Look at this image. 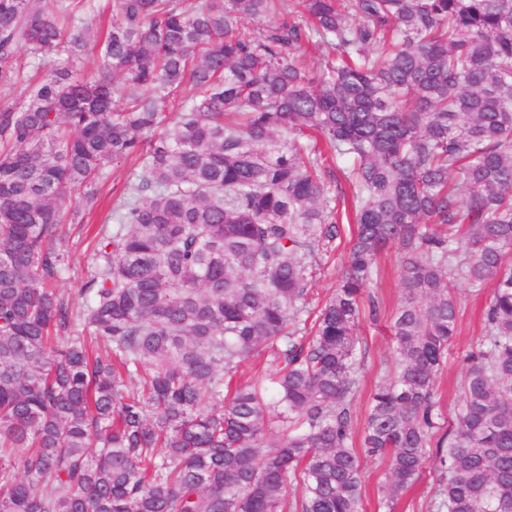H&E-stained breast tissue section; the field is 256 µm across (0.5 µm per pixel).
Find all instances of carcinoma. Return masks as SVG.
<instances>
[{
	"mask_svg": "<svg viewBox=\"0 0 512 512\" xmlns=\"http://www.w3.org/2000/svg\"><path fill=\"white\" fill-rule=\"evenodd\" d=\"M307 46L326 49L315 72ZM99 47L79 79L74 0H0V85L22 86L0 107V512H362L358 326L388 247L396 373L363 453L388 460L389 503L431 448L435 512H512V0H112ZM24 51L63 64L27 76ZM306 131L340 164L334 194ZM131 156L76 310L55 240ZM457 280L496 285L438 437ZM262 350L268 378L232 386ZM341 227L342 239L340 246L337 250L332 252L328 258L324 259L323 270L317 275L311 286L310 308L312 311H314L317 306L331 294L333 289L336 288V282L343 272L347 255V245L354 224H343Z\"/></svg>",
	"mask_w": 512,
	"mask_h": 512,
	"instance_id": "carcinoma-1",
	"label": "carcinoma"
}]
</instances>
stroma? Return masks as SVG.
<instances>
[{
  "label": "stroma",
  "instance_id": "35a3bbf8",
  "mask_svg": "<svg viewBox=\"0 0 512 512\" xmlns=\"http://www.w3.org/2000/svg\"><path fill=\"white\" fill-rule=\"evenodd\" d=\"M132 161L107 164V180L101 185L95 203L81 205L79 219L64 224L59 244L69 254V267L55 285L58 295L73 305L83 303L81 289L91 275L88 258L96 241L94 236L105 224L110 208L123 197L127 190L128 176L133 170ZM352 225L342 227L344 243L324 260V267L317 275L311 289V306H318L335 289L346 261L345 242L350 239ZM379 275L369 293L381 303L378 322L361 318L358 334L363 340L365 355L359 390L354 398L352 421L353 441L361 443L368 414L370 395L380 382L395 373L394 344L388 331L390 318L403 298L399 255L395 250L381 253L378 259ZM492 286L474 291L468 284H458V332L453 338L448 360L436 379V398L443 413H451L459 399L460 386L468 367L467 357L475 351L483 334L481 315L491 295ZM363 512H434V498L439 474L433 462H426L421 478L398 500L394 510H387L382 501V488L388 480V463L380 458L366 457L362 460Z\"/></svg>",
  "mask_w": 512,
  "mask_h": 512
}]
</instances>
